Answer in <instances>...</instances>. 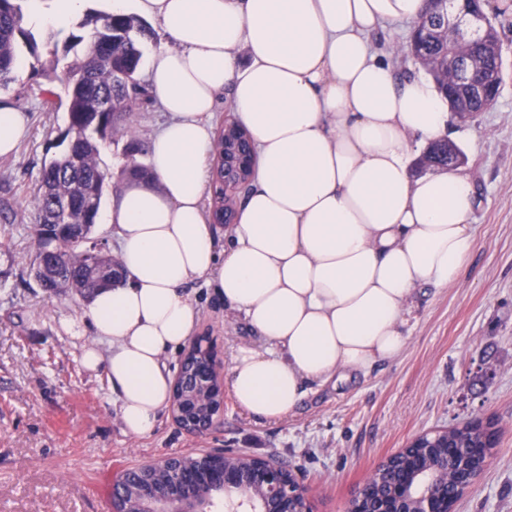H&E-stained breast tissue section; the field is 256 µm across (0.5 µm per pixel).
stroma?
Here are the masks:
<instances>
[{
    "label": "stroma",
    "instance_id": "1",
    "mask_svg": "<svg viewBox=\"0 0 512 512\" xmlns=\"http://www.w3.org/2000/svg\"><path fill=\"white\" fill-rule=\"evenodd\" d=\"M487 12L502 46L503 83L487 111L460 124L456 141L466 158L461 170L477 190L473 249L455 285L419 289L409 303L404 353L351 381L313 387L279 422L244 413L228 391L208 433H186L166 409L155 432L138 438L126 433L104 371L84 369L82 340L60 328L63 319L83 320V300L48 295L30 272L40 173L69 144L68 115L47 107L41 70L69 33H92L76 23L35 31L37 52H22V72L0 89V103L27 119L16 153L0 157V512H111L110 489L122 471L217 448L275 459L309 488L315 512H346L368 475L410 438L475 418L497 421L499 444L454 512H512V0H488ZM410 31L401 24L370 36L400 79L425 73L392 51ZM166 119L156 100L143 101L133 117L140 151L127 155L120 138L102 142L105 198L129 162L145 164ZM192 296L194 333L213 337L223 364L239 346L258 345L241 313L206 288Z\"/></svg>",
    "mask_w": 512,
    "mask_h": 512
}]
</instances>
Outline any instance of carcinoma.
<instances>
[{"instance_id": "1", "label": "carcinoma", "mask_w": 512, "mask_h": 512, "mask_svg": "<svg viewBox=\"0 0 512 512\" xmlns=\"http://www.w3.org/2000/svg\"><path fill=\"white\" fill-rule=\"evenodd\" d=\"M24 0H0V88L16 80V67L20 45L37 54V42L31 32L24 29ZM448 18L443 14H426L422 28L415 40L417 52L426 61L434 79L443 70H461L475 61L481 62V72L502 75V48L498 44L493 24L482 35H465L460 39L445 40L443 29ZM93 26L91 41L80 34H71L63 54L53 50L52 66L64 63L65 110L68 113L67 133H79L74 150L44 164L34 204L39 215L35 225L37 254L32 263L34 279L50 293L62 288H75L83 299H89L103 276L120 282L112 275V256L100 253L101 263L90 274L87 267V242L95 225L106 187V175L98 163L99 141L118 133L131 134L130 118L139 103L148 98L147 88L136 78L142 52L140 40L148 35L146 24L126 16H89L80 27ZM449 111L464 121L476 112L483 111L484 101L473 92L471 85L454 82ZM224 142L221 132H216L211 159L209 188L212 189L211 218L218 217L214 210L222 204L224 180L220 179L224 163L221 154ZM460 150L449 145L448 140L430 144L418 161L421 168L451 167L452 155ZM70 198L71 211L62 220L54 221L59 203ZM497 444L494 424L469 422L456 427L448 435H431L420 446L410 449L384 466L373 476L367 486V498L376 500L389 486L410 477L419 469L437 464L447 470L448 497L456 496L455 472L460 465L474 466Z\"/></svg>"}]
</instances>
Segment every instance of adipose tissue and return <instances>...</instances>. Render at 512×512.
<instances>
[{
  "label": "adipose tissue",
  "instance_id": "adipose-tissue-1",
  "mask_svg": "<svg viewBox=\"0 0 512 512\" xmlns=\"http://www.w3.org/2000/svg\"><path fill=\"white\" fill-rule=\"evenodd\" d=\"M86 0H30L37 27L66 28ZM427 0H104L135 11L171 44L146 82L167 119L147 175L100 215L119 242L121 285L100 286L82 348L104 370L128 434H152L172 393L169 353L195 328L187 287L241 312L263 348H238L237 405L280 421L307 384L367 373L405 351L414 290L458 280L472 249L469 178L417 175L412 146L444 136L434 79L397 81L372 47L381 27L417 21ZM257 155L238 221L216 248L203 196L221 93Z\"/></svg>",
  "mask_w": 512,
  "mask_h": 512
}]
</instances>
